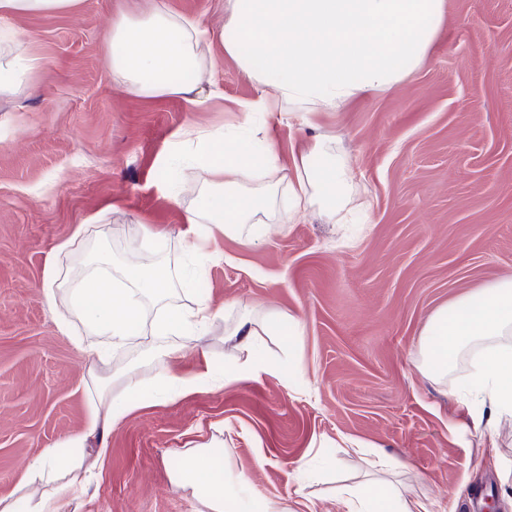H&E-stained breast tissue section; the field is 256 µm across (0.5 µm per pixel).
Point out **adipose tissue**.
Listing matches in <instances>:
<instances>
[{"label":"adipose tissue","mask_w":512,"mask_h":512,"mask_svg":"<svg viewBox=\"0 0 512 512\" xmlns=\"http://www.w3.org/2000/svg\"><path fill=\"white\" fill-rule=\"evenodd\" d=\"M80 3L0 0V95L35 90L25 76L40 65L9 19L74 12ZM225 9L222 24L214 27L205 16L176 15L157 0L149 12L113 16L102 37L114 81L140 97L178 96L189 110L206 107L214 95L205 89L210 76L203 50L215 42L258 84L274 87V97L239 103L244 121L221 131L189 124L179 137L181 145L193 147L190 160L204 172L207 187L189 223L212 224L224 235L257 242L276 211L281 166L273 141H255L249 117L284 108L306 115L333 112L358 95L391 90L425 61L444 22V0H226ZM292 169L289 222H301L313 208L332 221L342 220L353 203L352 179L335 138L316 137L294 155ZM60 276L57 267L46 271L42 288L47 304L55 305L58 290L66 289L70 310L85 332L107 337L115 347L133 337L144 299L163 301L171 286L163 265L145 269L97 264L64 285ZM214 316L208 299L200 298L190 313L166 310L153 320L151 331L156 336H201ZM269 331L292 348L305 327L286 313L260 322L242 316L229 333L247 355L221 372L209 362L200 372L181 375L172 368L177 349L145 347L144 359L160 365L162 374L129 383L112 401L106 398L113 381L105 369L106 354L90 351L85 429L44 449L23 476L28 485L54 480L65 464L70 480L56 483L36 501L25 493L0 497V512H59V502L82 483L79 454L89 438L107 436L139 409L143 398L162 401L263 373H291V360L264 354L260 338ZM419 348L420 370L440 378L447 376L457 353L472 350L470 370L459 386L468 414L481 419L488 407L512 415V276L439 309ZM177 484L192 487L208 512H287L280 503L254 497L248 484L228 479L219 448L186 452ZM340 502L345 512H429L425 503L402 497L383 479L345 488Z\"/></svg>","instance_id":"ef3b65f1"}]
</instances>
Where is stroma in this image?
Returning a JSON list of instances; mask_svg holds the SVG:
<instances>
[{
  "mask_svg": "<svg viewBox=\"0 0 512 512\" xmlns=\"http://www.w3.org/2000/svg\"><path fill=\"white\" fill-rule=\"evenodd\" d=\"M156 0H84L75 14L17 17L11 24L43 65L38 95L0 96V497L16 493L28 463L86 423L84 346L63 333L42 279L48 265L77 273L140 256L171 271L195 269L191 287L171 291L170 307L190 311L197 296L216 312L203 339L169 336L176 370L205 360L233 362L224 334L245 311L288 312L305 324L291 376L264 374L166 402L144 404L109 436L103 469L60 512H207L177 487L182 454L214 443L227 476L291 512H343L344 486L383 468L402 494L433 512H464L471 485L501 493L512 477V420L498 423L496 446L481 436L456 385L463 354L447 379L417 367L421 332L441 307L512 275V0H446L445 20L424 64L386 93L363 94L312 123L270 112L253 126L272 138L282 165L318 135L336 137L356 193L371 204L366 224H336L313 212L288 221L280 186L277 222L255 245L214 225L190 232L187 211L203 174L177 148L182 127L218 130L238 102L272 94L212 44L217 97L188 111L176 96L141 98L115 83L102 31L115 13H143ZM108 234L89 229L72 253L55 248L103 208ZM158 224L165 238L143 240ZM158 309L112 353L113 397L134 378L157 376L140 362ZM365 442L356 455L346 438ZM332 459L333 467L322 464ZM303 495H295L298 469Z\"/></svg>",
  "mask_w": 512,
  "mask_h": 512,
  "instance_id": "35a3bbf8",
  "label": "stroma"
}]
</instances>
